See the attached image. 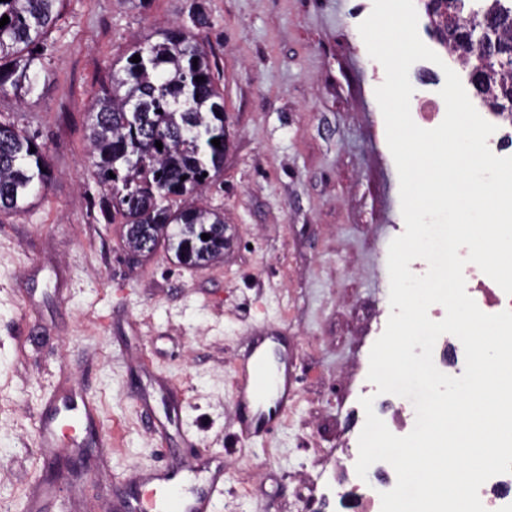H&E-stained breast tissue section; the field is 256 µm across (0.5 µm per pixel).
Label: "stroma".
<instances>
[{
  "mask_svg": "<svg viewBox=\"0 0 512 512\" xmlns=\"http://www.w3.org/2000/svg\"><path fill=\"white\" fill-rule=\"evenodd\" d=\"M186 0H67L45 42L49 79L0 111L46 143L53 178L0 214V512H115L129 472L227 473L218 512H356L342 479L365 423L402 397L369 384L389 304L388 246L403 223L398 172L375 97L385 73L358 26L373 0H210L205 41L224 93V172L198 196L224 210V256L189 268L157 247L131 254L87 172L86 125L112 63ZM260 329L288 349V405L244 439L237 384ZM97 407L86 470L47 485L38 418L67 383Z\"/></svg>",
  "mask_w": 512,
  "mask_h": 512,
  "instance_id": "35a3bbf8",
  "label": "stroma"
}]
</instances>
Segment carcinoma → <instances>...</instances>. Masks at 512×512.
<instances>
[{
	"instance_id": "carcinoma-1",
	"label": "carcinoma",
	"mask_w": 512,
	"mask_h": 512,
	"mask_svg": "<svg viewBox=\"0 0 512 512\" xmlns=\"http://www.w3.org/2000/svg\"><path fill=\"white\" fill-rule=\"evenodd\" d=\"M470 1L497 13L491 39L512 55L506 0H427L426 10L433 17L458 10L455 28L441 29L467 64L474 51L462 14ZM187 2L179 25L137 43L113 69L89 115L88 172L106 191L104 216L123 217L130 252L149 253L163 242L181 264L205 266L224 256V212L182 201L224 171V147L211 143L224 138V95L202 37L210 26L208 0ZM64 7V0H0V18H9L0 28L1 93L9 86L22 102L38 90L46 72L38 48ZM481 88L498 113L512 115V69L487 71ZM50 179L46 144L0 113V212L26 209Z\"/></svg>"
}]
</instances>
